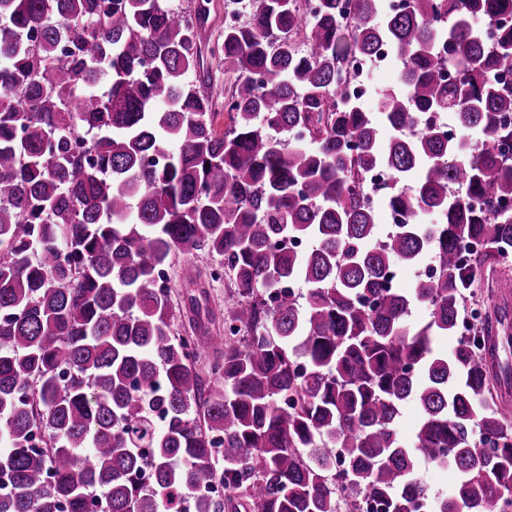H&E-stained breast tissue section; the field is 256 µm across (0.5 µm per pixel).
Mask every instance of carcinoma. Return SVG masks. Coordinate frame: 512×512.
<instances>
[{
	"label": "carcinoma",
	"mask_w": 512,
	"mask_h": 512,
	"mask_svg": "<svg viewBox=\"0 0 512 512\" xmlns=\"http://www.w3.org/2000/svg\"><path fill=\"white\" fill-rule=\"evenodd\" d=\"M339 2L235 0L220 134L195 28L161 0H0V512H512L502 308L467 296L488 272L512 294V0ZM383 47L402 87L374 117L340 73ZM377 167L397 180L381 207L407 216L385 236L363 200ZM199 250L239 295L208 381L213 337L174 334L155 276ZM427 258L431 277L385 287ZM469 304L479 325L437 352ZM423 460L456 470L449 496Z\"/></svg>",
	"instance_id": "cac0c4a2"
}]
</instances>
